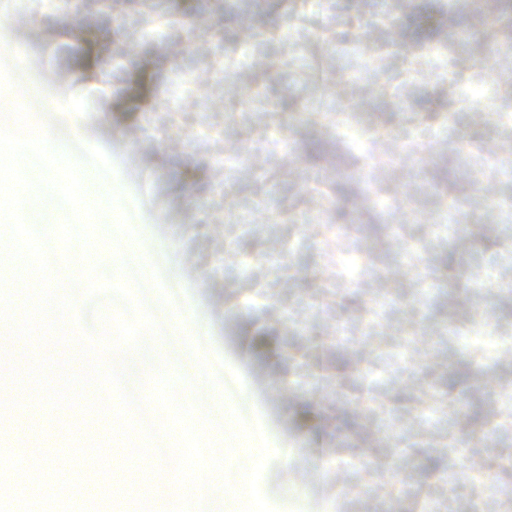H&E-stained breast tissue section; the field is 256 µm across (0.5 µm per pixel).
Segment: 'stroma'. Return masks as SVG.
Instances as JSON below:
<instances>
[{
	"label": "stroma",
	"mask_w": 512,
	"mask_h": 512,
	"mask_svg": "<svg viewBox=\"0 0 512 512\" xmlns=\"http://www.w3.org/2000/svg\"><path fill=\"white\" fill-rule=\"evenodd\" d=\"M511 5L0 0V47L66 101L59 144L79 128L111 155L138 272L162 271L182 304L144 293L163 336L129 355L127 388L176 367L220 422L209 394L232 370L275 512H425L432 464L452 461L468 471L448 512H472L475 471L512 448ZM15 393L0 426L27 460L56 453L54 411L0 385ZM174 490L128 470L74 497L169 512Z\"/></svg>",
	"instance_id": "1"
}]
</instances>
